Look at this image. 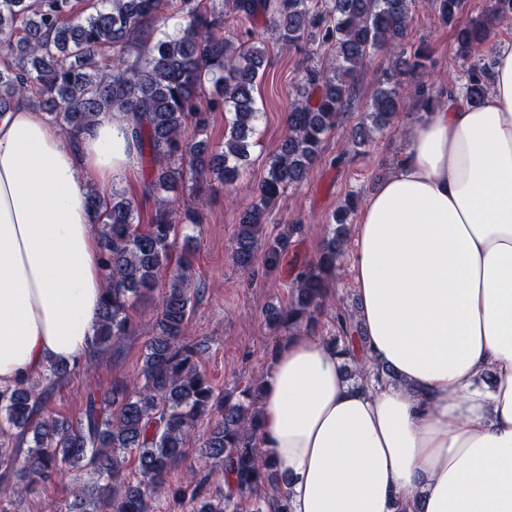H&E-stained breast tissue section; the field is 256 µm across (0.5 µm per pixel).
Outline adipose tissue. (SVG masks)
<instances>
[{
    "label": "adipose tissue",
    "mask_w": 512,
    "mask_h": 512,
    "mask_svg": "<svg viewBox=\"0 0 512 512\" xmlns=\"http://www.w3.org/2000/svg\"><path fill=\"white\" fill-rule=\"evenodd\" d=\"M475 106L413 122L353 228L364 353L347 380L318 331L274 350L257 445L289 512H512V41ZM139 155L126 113L68 142L43 113L0 114V387L90 353L105 295L88 204Z\"/></svg>",
    "instance_id": "obj_1"
}]
</instances>
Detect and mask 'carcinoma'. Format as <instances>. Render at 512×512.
I'll return each mask as SVG.
<instances>
[{"mask_svg":"<svg viewBox=\"0 0 512 512\" xmlns=\"http://www.w3.org/2000/svg\"><path fill=\"white\" fill-rule=\"evenodd\" d=\"M94 0L93 12L71 15V0H0V113L16 103L42 110L74 140L99 113L131 114L140 156L151 174L143 186L159 206L150 223H140L137 204L122 190L109 197L89 193L102 225L105 298L96 322L93 348L129 335L132 301L156 290L159 299L152 336L146 343L140 386L114 383L108 391L91 388L76 418L60 420L46 410L45 392L34 381L0 387V430L16 431L18 442L0 443V485L17 475L25 489L51 481L64 470L82 474L71 512H149V500L166 485L172 468L184 461L203 415L216 420L202 443L205 456L224 469L225 489L211 490L208 475L190 470L174 494L199 504L197 512H240L243 498L252 512H287L286 477L256 446L259 385L232 402L215 396L200 369L197 343L185 335L201 292L190 250L172 260L179 225L198 224L196 187L212 176L234 185L256 146L260 112L254 89L267 63L265 47L252 43L262 23L270 39L298 48L311 44L323 56L306 64L288 109V135L271 157L255 201L240 216L232 254L243 269L263 254L265 268L277 270L302 225L288 224L273 239L260 235L272 207L287 187L300 182L322 153L326 137L342 124L345 107L366 61L375 53L392 58L379 79L366 112L353 127L352 150L363 154L370 133L390 126L402 104L401 90L427 111L436 100L420 78L430 66L424 51L408 54L406 42L416 0ZM441 18L452 21L463 0H429ZM169 12L185 19L160 38L152 24ZM491 36L483 17L456 30L464 55ZM112 48L111 68L99 65L103 48ZM460 88L478 106L488 92V65L475 60ZM216 96L202 99L205 88ZM231 114L224 150L209 147L208 113ZM354 203L331 216L335 228L316 260L296 268L291 297L266 314L273 330L290 335L314 329L330 301L329 277L344 252L347 219ZM335 331L327 337L345 364L358 352V321L338 308ZM78 364L48 362L41 379L67 377ZM137 461L140 479L127 478L128 458Z\"/></svg>","mask_w":512,"mask_h":512,"instance_id":"obj_1","label":"carcinoma"}]
</instances>
